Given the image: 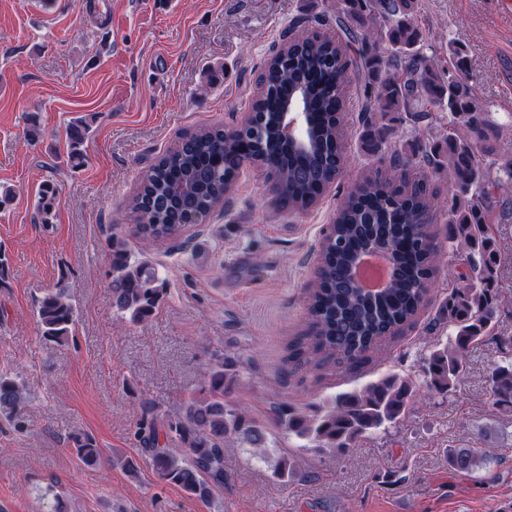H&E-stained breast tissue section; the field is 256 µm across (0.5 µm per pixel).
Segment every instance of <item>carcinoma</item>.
Masks as SVG:
<instances>
[{
  "label": "carcinoma",
  "instance_id": "cac0c4a2",
  "mask_svg": "<svg viewBox=\"0 0 512 512\" xmlns=\"http://www.w3.org/2000/svg\"><path fill=\"white\" fill-rule=\"evenodd\" d=\"M420 0H336V14L304 11L292 23L300 34L285 40L267 59L264 73L271 92L252 104L243 136L224 146V129L205 127L185 135L143 176L131 200L138 235L163 241L179 234L189 215L200 221L224 202L237 174L247 164L270 168L277 175L272 194L284 208L311 207L343 169L345 100L354 51L365 77L361 120L375 149L383 142L394 115L411 126L412 141L393 147L392 173L368 175L341 202L335 224L320 243L321 263L309 293L311 331L292 344L293 357L305 358L315 370L356 364L402 327L414 321L428 295L438 267V244L431 231L434 212H448V241H459L466 256L452 272L456 282L440 308L451 329L448 343L426 358L427 385L446 394L464 368L470 348L488 337L512 350V336L495 332L494 293L500 255L491 225L496 223L497 194L512 181V154L502 155L499 130L474 94L459 49L440 55L420 19ZM336 22L346 40L320 35L315 25ZM304 87L313 120L310 147L288 148L273 115L293 90ZM447 122L446 148L420 139L421 125ZM92 124L85 117L69 128L68 163L85 160L84 144ZM448 179L443 198L430 189L429 176ZM56 189L43 185L37 203L40 222L49 224ZM374 243L391 244L395 278L378 296H368L348 280L356 256ZM108 276L113 307L132 324L152 318L166 295L154 266L131 262L125 242L107 240ZM43 336L65 346L74 340L76 305L65 288L46 292L37 303ZM232 381V363L218 355L209 365L201 389L185 401L182 415L157 426L153 407L144 406L137 437L158 476L188 494L208 500L224 486V438L235 436L247 448L267 447V430L243 409L224 400ZM491 393L495 403L512 406V361L494 363ZM413 396L412 384L391 375L359 391L336 395L332 406L307 417L290 406L281 408L286 433L307 438L320 448H348L358 439L399 422ZM29 396L24 385L0 372V416L24 427ZM77 460L93 465L103 451L89 435L72 437ZM272 479L288 483L297 473L296 457L279 450L262 456ZM480 448H451L448 467L471 476L486 466Z\"/></svg>",
  "mask_w": 512,
  "mask_h": 512
}]
</instances>
